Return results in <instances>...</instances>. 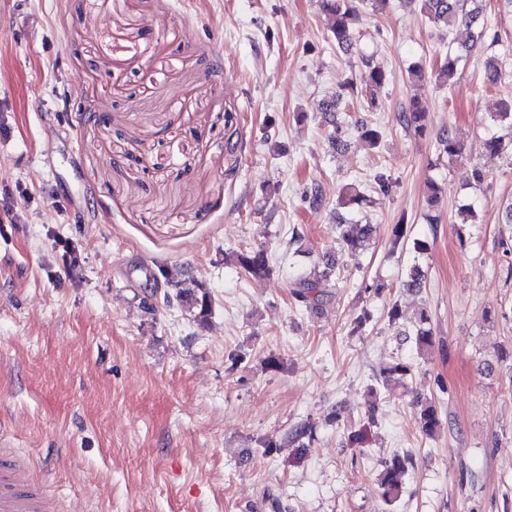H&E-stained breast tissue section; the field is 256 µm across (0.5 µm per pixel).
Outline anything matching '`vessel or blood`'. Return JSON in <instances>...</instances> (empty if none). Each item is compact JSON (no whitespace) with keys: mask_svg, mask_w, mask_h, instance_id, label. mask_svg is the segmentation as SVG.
<instances>
[{"mask_svg":"<svg viewBox=\"0 0 512 512\" xmlns=\"http://www.w3.org/2000/svg\"><path fill=\"white\" fill-rule=\"evenodd\" d=\"M0 512H54L53 503L34 483L27 464L0 452Z\"/></svg>","mask_w":512,"mask_h":512,"instance_id":"vessel-or-blood-1","label":"vessel or blood"}]
</instances>
